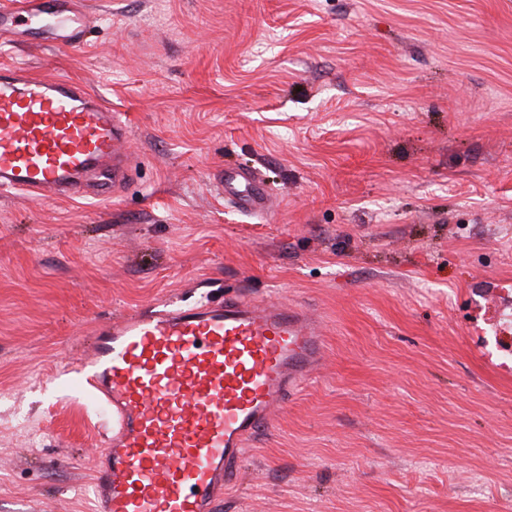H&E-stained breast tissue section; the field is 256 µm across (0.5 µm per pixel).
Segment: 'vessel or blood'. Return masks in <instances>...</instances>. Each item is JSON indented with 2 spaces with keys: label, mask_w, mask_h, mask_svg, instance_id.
<instances>
[{
  "label": "vessel or blood",
  "mask_w": 512,
  "mask_h": 512,
  "mask_svg": "<svg viewBox=\"0 0 512 512\" xmlns=\"http://www.w3.org/2000/svg\"><path fill=\"white\" fill-rule=\"evenodd\" d=\"M95 16L73 0L0 5V42L17 36L82 46ZM129 123L79 82L0 68V189L39 200L86 196L85 172L103 173L97 197L123 185ZM237 205L260 210L265 185L250 173ZM324 338L303 310L236 294L153 308L102 322L70 380L98 395L112 434L94 470L95 512H218L249 442L313 376Z\"/></svg>",
  "instance_id": "obj_1"
}]
</instances>
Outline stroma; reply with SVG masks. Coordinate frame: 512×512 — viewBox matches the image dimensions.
<instances>
[{"mask_svg": "<svg viewBox=\"0 0 512 512\" xmlns=\"http://www.w3.org/2000/svg\"><path fill=\"white\" fill-rule=\"evenodd\" d=\"M80 49L0 65L126 114L107 200L0 190V512H92L108 435L48 377L98 322L227 292L299 304L324 358L223 512H512V0H77ZM269 207L228 206L229 170ZM241 179L245 182V189L240 191L243 194L238 198L237 207L244 211L260 210L267 199V191L264 183L258 178L251 176V172L226 173L224 176V188L226 185L230 189H235V186Z\"/></svg>", "mask_w": 512, "mask_h": 512, "instance_id": "obj_1", "label": "stroma"}]
</instances>
